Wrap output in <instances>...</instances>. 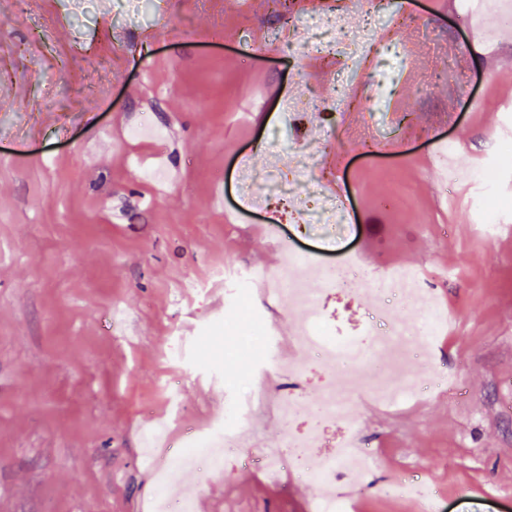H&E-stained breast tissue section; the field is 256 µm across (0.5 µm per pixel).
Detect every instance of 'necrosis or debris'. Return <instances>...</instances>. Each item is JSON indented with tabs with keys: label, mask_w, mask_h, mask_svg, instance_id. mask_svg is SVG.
<instances>
[{
	"label": "necrosis or debris",
	"mask_w": 512,
	"mask_h": 512,
	"mask_svg": "<svg viewBox=\"0 0 512 512\" xmlns=\"http://www.w3.org/2000/svg\"><path fill=\"white\" fill-rule=\"evenodd\" d=\"M346 8L368 17L366 33L345 31L340 39L326 42L322 52L335 58L337 69L348 71L349 82L339 83L337 95L331 97L304 95L285 100L281 113L283 120H290L301 112H310L327 130L335 131L343 126L353 101L351 80L363 76L366 66L374 64L379 46L386 42L383 24L372 19L380 8L379 0H348ZM511 166L512 151L506 149L500 151L494 161L471 168L465 176L466 181L476 188L472 207L480 215L477 234L483 241H492L497 235L500 208L496 186L502 170ZM313 173L309 155L295 152L280 156L277 163L270 166L260 196L264 199L277 197L283 207L290 209L292 221L296 224L342 223L339 197L324 184H317L315 190L306 195H298V186ZM273 239L282 254L278 265L272 269L234 271L225 301L238 305L250 294L263 299L293 301L300 309L295 328L284 336L277 325H265L264 365L237 384L234 399L225 408L223 427L202 437L189 436L178 451L159 449L161 477L157 482L155 500L160 512H190L187 496L169 491L168 475L172 469L181 466L219 469L231 452L257 446L259 433L256 423L263 416L273 417L285 429L286 443L265 454L245 455L244 461L260 465L274 477L287 468L308 461V450L313 447L324 424L343 423L347 435L338 444L335 454L312 461L315 512H349L346 493L350 490L358 493L375 491L390 497L413 496L424 502L426 512H437L435 497L422 480L404 477L382 482L376 479L374 452L364 446L357 433L359 415L363 403L378 408L402 406L421 399L436 384H457L458 374L431 371L424 378L414 379L403 371L395 370L375 376L369 383L357 380L340 389L328 387L313 406L298 393L297 386L307 359L333 368L381 351L406 353L415 335L437 337L446 320L443 309L427 307L423 320L412 331L393 326L389 320L391 304L386 297L396 284L411 283L418 294L426 291L417 271L396 268L376 281L375 286L383 302L360 334L348 337L337 334L320 317L316 299L310 294L305 277L313 275L326 288L335 287L339 282L353 288L361 287L355 254H348L340 272L336 273L305 258L287 236L277 233ZM289 342L300 350V358L281 356V347Z\"/></svg>",
	"instance_id": "1"
}]
</instances>
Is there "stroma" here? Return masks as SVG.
<instances>
[{"label": "stroma", "instance_id": "stroma-1", "mask_svg": "<svg viewBox=\"0 0 512 512\" xmlns=\"http://www.w3.org/2000/svg\"><path fill=\"white\" fill-rule=\"evenodd\" d=\"M312 8L277 16L270 0H0V512H151L156 475L146 435L171 441L223 423L239 375L260 365L258 337L224 300L218 268L265 267L268 223L329 265L358 251L363 273L418 270L448 313L428 355L406 370H462L463 385L393 413L365 410L359 433L378 480L411 473L441 512H512V168L497 237L482 241L468 182L442 183L436 151L452 141L467 169L493 159L495 130L512 128V31L480 43L448 0L386 10L408 49L374 125L382 150H337L307 115L280 117L284 95L327 87L330 59L305 38ZM293 24L292 55L252 39ZM441 52L417 47V30ZM481 45V65L459 44ZM481 112L456 97L460 75ZM432 76V90L419 89ZM311 153L349 216L347 239L305 237L287 214L239 197L270 149ZM153 168L177 174L157 185ZM368 292L319 293L324 321L347 331L371 310ZM309 364L308 402L326 383L372 369ZM172 483L196 490L197 512H312L311 479L272 481L238 457Z\"/></svg>", "mask_w": 512, "mask_h": 512}]
</instances>
